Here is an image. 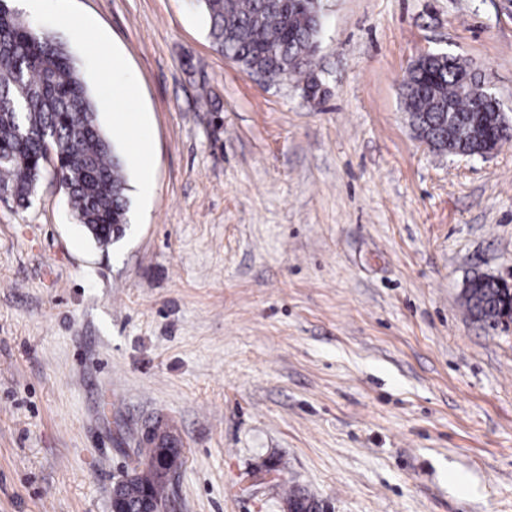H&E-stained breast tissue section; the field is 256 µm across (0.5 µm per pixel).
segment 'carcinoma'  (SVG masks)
<instances>
[{"mask_svg":"<svg viewBox=\"0 0 512 512\" xmlns=\"http://www.w3.org/2000/svg\"><path fill=\"white\" fill-rule=\"evenodd\" d=\"M209 20L217 51L247 73L266 71L281 79L310 64L322 28L295 10L294 0H195ZM467 68L457 57L409 69L407 112L418 134L432 144L447 140V125L459 118L483 125L481 136L492 147L508 139L497 135V100L475 84L460 90L456 74ZM49 142L61 162L63 189L73 215L92 240L107 246L127 223L124 160L98 122V107L67 45L15 12L0 14V187L19 204L29 202L44 168L40 159ZM469 314L495 323L501 317L503 291L481 275L472 277L462 295ZM164 451L179 453L162 440L137 449L135 463ZM172 479L154 468L122 482L117 499L131 509L146 499L170 497ZM298 512H317L300 492L288 493Z\"/></svg>","mask_w":512,"mask_h":512,"instance_id":"1","label":"carcinoma"}]
</instances>
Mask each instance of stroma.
Instances as JSON below:
<instances>
[{"mask_svg": "<svg viewBox=\"0 0 512 512\" xmlns=\"http://www.w3.org/2000/svg\"><path fill=\"white\" fill-rule=\"evenodd\" d=\"M322 5L305 74L275 85L212 48L193 0L32 13L129 211L101 247L52 169L0 201V512H111L152 426L182 450L176 512H286L293 487L321 512H512V323L462 301L474 275L512 284V139L438 151L402 109L444 52L512 117V0Z\"/></svg>", "mask_w": 512, "mask_h": 512, "instance_id": "obj_1", "label": "stroma"}]
</instances>
